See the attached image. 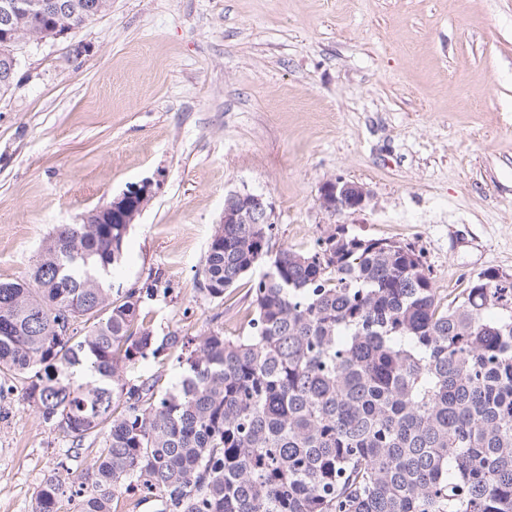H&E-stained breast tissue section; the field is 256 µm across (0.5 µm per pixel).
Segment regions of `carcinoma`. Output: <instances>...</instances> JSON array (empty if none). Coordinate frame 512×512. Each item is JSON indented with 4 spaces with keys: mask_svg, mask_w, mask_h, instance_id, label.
<instances>
[{
    "mask_svg": "<svg viewBox=\"0 0 512 512\" xmlns=\"http://www.w3.org/2000/svg\"><path fill=\"white\" fill-rule=\"evenodd\" d=\"M272 234L211 235L207 297L266 265L243 336L158 338L140 291L112 299L126 224H59L27 278L0 280V374L70 441L60 468L86 462L33 512H512V277L444 303L399 242L340 224L273 252ZM172 347L176 387L131 377Z\"/></svg>",
    "mask_w": 512,
    "mask_h": 512,
    "instance_id": "cac0c4a2",
    "label": "carcinoma"
}]
</instances>
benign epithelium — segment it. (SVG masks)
<instances>
[{"label":"benign epithelium","instance_id":"benign-epithelium-1","mask_svg":"<svg viewBox=\"0 0 512 512\" xmlns=\"http://www.w3.org/2000/svg\"><path fill=\"white\" fill-rule=\"evenodd\" d=\"M109 0L80 4L76 0H8L0 7V85L9 87L10 75L18 63L17 51L33 41L68 34L66 27L79 12L98 15L109 10ZM163 176L158 174L128 186L106 205L94 211L107 213L115 224H132L156 196ZM368 200L361 185L342 179L325 181L318 195L320 207L331 214L358 210ZM222 224H272V204L262 195L232 190L224 198Z\"/></svg>","mask_w":512,"mask_h":512}]
</instances>
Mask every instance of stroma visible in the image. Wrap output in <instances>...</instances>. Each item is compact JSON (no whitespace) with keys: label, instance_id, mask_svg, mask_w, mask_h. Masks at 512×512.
Masks as SVG:
<instances>
[{"label":"stroma","instance_id":"35a3bbf8","mask_svg":"<svg viewBox=\"0 0 512 512\" xmlns=\"http://www.w3.org/2000/svg\"><path fill=\"white\" fill-rule=\"evenodd\" d=\"M18 56L0 93L2 281L157 173L112 286L141 291L159 337L248 330L262 268L223 300L199 289L232 190L272 203L274 250L345 224L411 245L444 296L512 273V0H112ZM338 178L366 207L320 208ZM24 388L0 384V512H32L66 446Z\"/></svg>","mask_w":512,"mask_h":512}]
</instances>
